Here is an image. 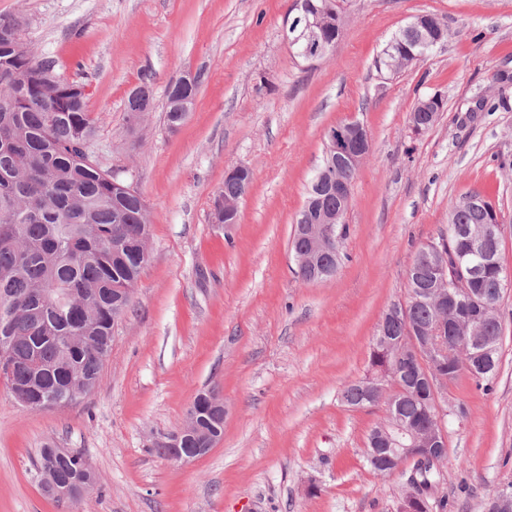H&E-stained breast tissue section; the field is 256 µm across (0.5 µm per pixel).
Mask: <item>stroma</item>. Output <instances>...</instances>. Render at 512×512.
Here are the masks:
<instances>
[{
  "instance_id": "obj_1",
  "label": "stroma",
  "mask_w": 512,
  "mask_h": 512,
  "mask_svg": "<svg viewBox=\"0 0 512 512\" xmlns=\"http://www.w3.org/2000/svg\"><path fill=\"white\" fill-rule=\"evenodd\" d=\"M296 0H0L23 17L37 59L89 90L91 150L150 211L149 259L112 332L99 382L82 401L30 412L0 382V512H397L406 476L364 463L384 406L352 409L383 313L406 293L414 251L448 223L451 201L480 191L499 208L512 272V0H347L341 40L314 62L288 38ZM422 13L444 44L398 74L378 72L386 43ZM200 79L184 125L160 109L138 126L129 93L152 77ZM441 95L429 130L414 105ZM485 98L488 111L475 112ZM370 134L345 217L336 276L306 283L289 242L328 129ZM253 183L239 220L218 224L226 170ZM501 362L491 390L461 375L438 495L442 512H485L512 484V286L499 302ZM217 389L224 435L187 463L155 444L181 430L195 396ZM82 454L96 482L76 504L44 496L37 451Z\"/></svg>"
}]
</instances>
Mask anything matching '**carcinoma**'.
<instances>
[{
	"mask_svg": "<svg viewBox=\"0 0 512 512\" xmlns=\"http://www.w3.org/2000/svg\"><path fill=\"white\" fill-rule=\"evenodd\" d=\"M306 12L322 19L321 37L336 44L342 34L341 0H302ZM22 21L0 15V356L9 391L28 390L47 400L59 393L58 372L80 383L96 385L112 349L114 292L138 280L142 259L139 236L149 226V212L138 192L112 186V172L82 143L93 137L95 119L86 97L69 81L51 85L44 73L54 63L36 59L21 38ZM424 44L417 34L401 31L387 43L379 66L396 72L419 61ZM253 182V171L224 178L220 197L237 201ZM347 210L343 200L309 190L297 224H315L319 214ZM493 211L469 207L463 200L448 208V225L430 240L434 249L419 248L409 267H432L440 253L471 260L475 237L493 224ZM503 265L485 269L475 284L497 306L504 285ZM435 308L417 304L409 321L394 322L402 333L434 320ZM502 326L487 315L479 329L469 325L447 337L448 380L469 373L477 387L490 389L500 362ZM401 355L369 354L371 374L389 370ZM389 397L393 416L374 429L402 424L426 432L433 408L427 393L409 388L398 376ZM347 406L362 401L359 384L341 392ZM39 468L50 467L58 482L74 481L90 463L79 453L59 456L48 447L38 449Z\"/></svg>",
	"mask_w": 512,
	"mask_h": 512,
	"instance_id": "carcinoma-1",
	"label": "carcinoma"
}]
</instances>
